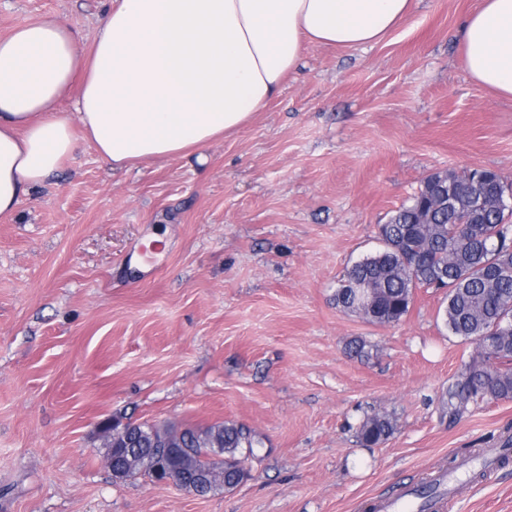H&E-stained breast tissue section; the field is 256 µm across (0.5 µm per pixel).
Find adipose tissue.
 Returning <instances> with one entry per match:
<instances>
[{
    "label": "adipose tissue",
    "instance_id": "ef3b65f1",
    "mask_svg": "<svg viewBox=\"0 0 512 512\" xmlns=\"http://www.w3.org/2000/svg\"><path fill=\"white\" fill-rule=\"evenodd\" d=\"M415 0H110L91 46L57 18L0 38V217L80 142L119 172L189 157L247 125L312 45L382 41ZM470 77L512 99V0L460 32Z\"/></svg>",
    "mask_w": 512,
    "mask_h": 512
}]
</instances>
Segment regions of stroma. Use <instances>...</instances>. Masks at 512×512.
Here are the masks:
<instances>
[{
  "label": "stroma",
  "instance_id": "1",
  "mask_svg": "<svg viewBox=\"0 0 512 512\" xmlns=\"http://www.w3.org/2000/svg\"><path fill=\"white\" fill-rule=\"evenodd\" d=\"M106 0H0V37L44 15L94 37ZM479 0H418L360 49L313 45L279 92L202 158L112 172L93 146L0 218V512H369L445 469L444 512H512V400L449 416L474 343L452 335L445 291L418 289L376 325L337 308L347 267L439 171L512 183V100L459 63ZM165 249L142 262L139 245ZM365 342L369 358L349 355ZM394 434L360 446L364 416ZM263 440L250 476L204 496L113 478L107 418ZM484 468L483 479L469 473Z\"/></svg>",
  "mask_w": 512,
  "mask_h": 512
}]
</instances>
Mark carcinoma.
Segmentation results:
<instances>
[{"instance_id":"obj_1","label":"carcinoma","mask_w":512,"mask_h":512,"mask_svg":"<svg viewBox=\"0 0 512 512\" xmlns=\"http://www.w3.org/2000/svg\"><path fill=\"white\" fill-rule=\"evenodd\" d=\"M471 173L465 169L444 176L461 195L485 198L480 222L469 223L464 207L450 212L428 202L420 189L409 204L378 225L381 248L347 268L334 294L337 308L387 325L409 313L417 289L438 282L448 289L442 313L445 327L479 349V357L464 363L448 388V409L454 413L471 401L512 399V334L486 335L494 318L512 319V253L505 241L496 250L484 247L509 215L496 202L501 176L491 172L488 179L476 182ZM137 428V447L123 460L124 479L140 474L151 478L166 465L189 491L196 487L187 480L204 476L205 494L219 486L229 492L240 485L248 473L237 464L247 454L255 456L260 444L251 429L230 422L180 430L147 423ZM394 430L395 420L377 413L361 422L356 439L371 447L385 442Z\"/></svg>"}]
</instances>
